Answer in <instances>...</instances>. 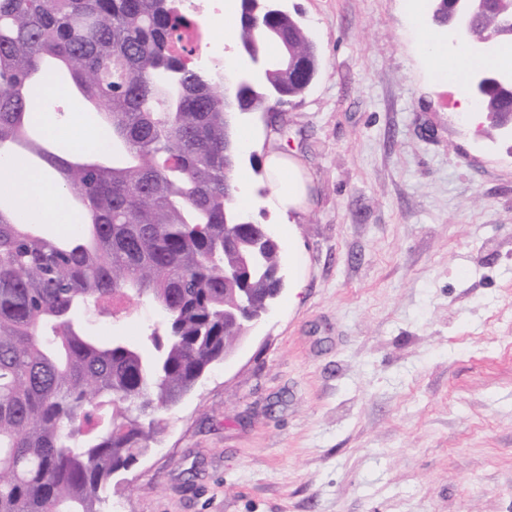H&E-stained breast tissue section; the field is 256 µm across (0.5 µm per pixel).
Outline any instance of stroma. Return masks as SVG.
<instances>
[{
  "instance_id": "35a3bbf8",
  "label": "stroma",
  "mask_w": 512,
  "mask_h": 512,
  "mask_svg": "<svg viewBox=\"0 0 512 512\" xmlns=\"http://www.w3.org/2000/svg\"><path fill=\"white\" fill-rule=\"evenodd\" d=\"M320 59L276 112L312 182L282 224L307 262L161 416L112 512H512V155L417 64L401 0H287ZM146 300L89 312L136 341Z\"/></svg>"
}]
</instances>
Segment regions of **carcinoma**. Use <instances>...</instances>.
Instances as JSON below:
<instances>
[{
	"label": "carcinoma",
	"instance_id": "cac0c4a2",
	"mask_svg": "<svg viewBox=\"0 0 512 512\" xmlns=\"http://www.w3.org/2000/svg\"><path fill=\"white\" fill-rule=\"evenodd\" d=\"M193 21L174 0H0V154L51 168L84 221L38 235L0 207V512H104L113 479L150 450L161 412L224 360L280 288L278 247L254 266L260 237L234 205L238 145L231 112L271 111L318 73L310 33L267 0H239L237 43L270 56L288 42L291 73L238 95L188 67ZM474 38L512 43V0L481 12ZM63 70L112 128V164L61 157L30 138L42 74ZM497 114L512 100L490 91ZM147 298L160 317L137 344L102 343L90 308Z\"/></svg>",
	"mask_w": 512,
	"mask_h": 512
}]
</instances>
